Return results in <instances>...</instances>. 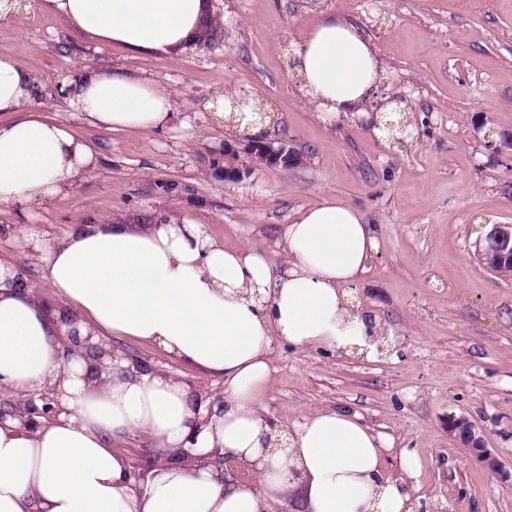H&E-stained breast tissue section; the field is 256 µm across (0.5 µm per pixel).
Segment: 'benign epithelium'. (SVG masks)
Wrapping results in <instances>:
<instances>
[{"instance_id":"benign-epithelium-1","label":"benign epithelium","mask_w":512,"mask_h":512,"mask_svg":"<svg viewBox=\"0 0 512 512\" xmlns=\"http://www.w3.org/2000/svg\"><path fill=\"white\" fill-rule=\"evenodd\" d=\"M246 155L248 164H243L241 155ZM220 165L219 177L224 182L241 180L256 166L289 168L304 163L305 158L299 151L285 143H275L267 138L249 141L239 147L234 141L224 142V151L216 157ZM479 253H494L512 263V225L493 224L484 238L475 243ZM448 432L459 442L471 448L473 453L491 472L511 480L512 474L503 469L501 461L489 449L485 448L475 426L464 416L448 421Z\"/></svg>"}]
</instances>
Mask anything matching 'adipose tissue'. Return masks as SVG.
I'll return each mask as SVG.
<instances>
[{
    "label": "adipose tissue",
    "mask_w": 512,
    "mask_h": 512,
    "mask_svg": "<svg viewBox=\"0 0 512 512\" xmlns=\"http://www.w3.org/2000/svg\"><path fill=\"white\" fill-rule=\"evenodd\" d=\"M80 36L140 54L177 56L199 44L213 0H36ZM289 65L322 123H365L388 138L373 108L383 72L369 38L316 5ZM89 123L109 130L169 128L171 96L121 67L88 66L66 84ZM30 67L0 57V207L27 214L74 187L96 158L68 127L31 108ZM252 100L217 121L259 138L275 123ZM377 235L340 199L301 210L283 234V263L259 247H227L196 220L160 211L145 224L90 220L42 247L39 285L0 260V387L21 400L51 391L54 411L0 421V512H417L404 474L385 467V442L359 417L316 410L287 428L262 397L274 338L367 358L379 324L353 303ZM66 306L50 315L37 287ZM133 337L223 378L204 397L180 378L95 348ZM148 436L155 461L136 479L116 442Z\"/></svg>",
    "instance_id": "ef3b65f1"
}]
</instances>
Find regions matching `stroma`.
Listing matches in <instances>:
<instances>
[{
    "label": "stroma",
    "mask_w": 512,
    "mask_h": 512,
    "mask_svg": "<svg viewBox=\"0 0 512 512\" xmlns=\"http://www.w3.org/2000/svg\"><path fill=\"white\" fill-rule=\"evenodd\" d=\"M374 43L380 91L404 98L409 124L397 143L361 122L327 125L304 100L286 53L312 18L304 0H218L222 43L177 58L133 55L72 33L38 9L0 21V56L31 67L43 94L35 110L101 153L98 165L33 218L0 208V259L34 279L40 254L19 233L28 224L53 243L90 218L166 209L198 219L225 245H256L282 262L297 213L329 198L361 208L377 248L354 298L385 332L378 356L340 357L274 340L266 414L286 426L306 413L358 415L418 467L408 484L420 512H512V481L487 470L448 432L466 416L512 470V279L482 265L474 244L487 225L512 224V0H326ZM138 72L167 90L178 117L163 132L89 126L63 95L86 65ZM226 92L259 97L279 117L273 137L304 152L306 165L256 167L238 182L203 173L230 132L209 107ZM191 185L162 196L160 181ZM133 359L217 395L221 378L131 337L110 338Z\"/></svg>",
    "instance_id": "stroma-1"
}]
</instances>
